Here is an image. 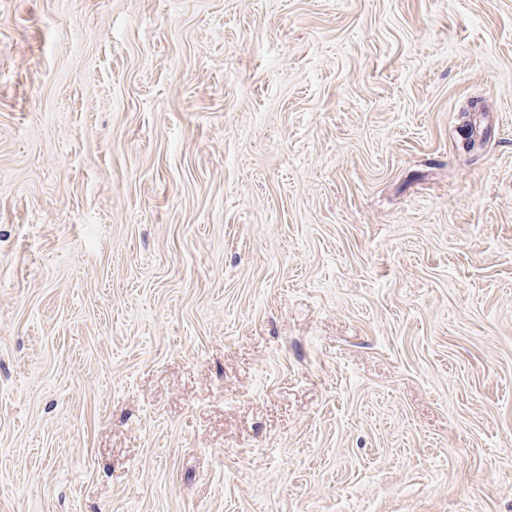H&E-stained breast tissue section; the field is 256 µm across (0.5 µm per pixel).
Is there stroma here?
<instances>
[{
	"mask_svg": "<svg viewBox=\"0 0 512 512\" xmlns=\"http://www.w3.org/2000/svg\"><path fill=\"white\" fill-rule=\"evenodd\" d=\"M0 512H512V0H0Z\"/></svg>",
	"mask_w": 512,
	"mask_h": 512,
	"instance_id": "stroma-1",
	"label": "stroma"
}]
</instances>
